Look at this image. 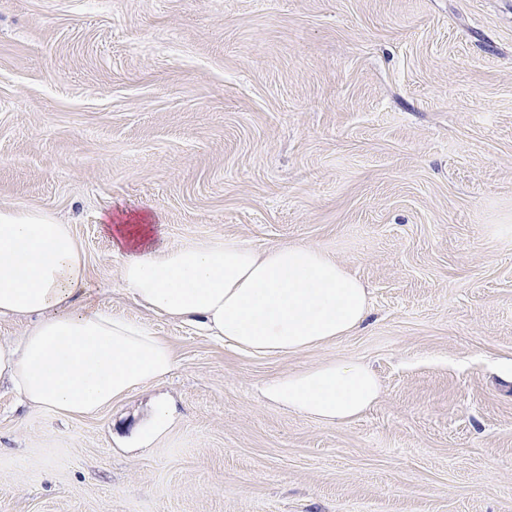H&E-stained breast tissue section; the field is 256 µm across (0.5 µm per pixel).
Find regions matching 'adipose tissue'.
<instances>
[{
  "label": "adipose tissue",
  "instance_id": "ef3b65f1",
  "mask_svg": "<svg viewBox=\"0 0 512 512\" xmlns=\"http://www.w3.org/2000/svg\"><path fill=\"white\" fill-rule=\"evenodd\" d=\"M120 277L143 307L259 355L296 354L360 329L371 313L361 281L321 248L239 240L171 245L140 217L104 225ZM83 247L71 225L35 210H0V318L27 317L0 342V382L20 402L93 416L166 379L167 337L94 306ZM273 403L330 424L356 419L379 395L364 364L337 359L261 386Z\"/></svg>",
  "mask_w": 512,
  "mask_h": 512
}]
</instances>
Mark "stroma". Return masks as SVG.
<instances>
[{
    "instance_id": "1",
    "label": "stroma",
    "mask_w": 512,
    "mask_h": 512,
    "mask_svg": "<svg viewBox=\"0 0 512 512\" xmlns=\"http://www.w3.org/2000/svg\"><path fill=\"white\" fill-rule=\"evenodd\" d=\"M52 213L175 370L92 417L0 388V512H512V0H0V210ZM316 245L361 329L251 355L139 307L107 218ZM367 364L329 425L263 381ZM173 409L133 447L152 405ZM171 421V410L166 403H159L153 410L151 427L142 437V445L148 447L153 440L163 433Z\"/></svg>"
}]
</instances>
